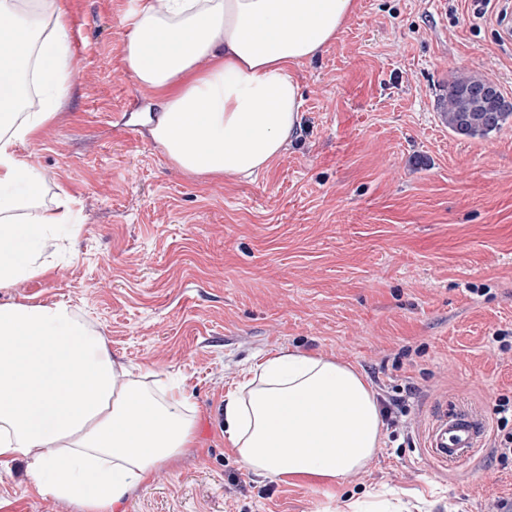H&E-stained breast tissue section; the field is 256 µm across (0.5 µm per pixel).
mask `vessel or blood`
I'll return each instance as SVG.
<instances>
[{
	"label": "vessel or blood",
	"mask_w": 512,
	"mask_h": 512,
	"mask_svg": "<svg viewBox=\"0 0 512 512\" xmlns=\"http://www.w3.org/2000/svg\"><path fill=\"white\" fill-rule=\"evenodd\" d=\"M487 421L477 410L449 407L436 416L427 446L442 461L460 462L483 444Z\"/></svg>",
	"instance_id": "1"
}]
</instances>
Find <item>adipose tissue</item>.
Listing matches in <instances>:
<instances>
[{"label": "adipose tissue", "mask_w": 512, "mask_h": 512, "mask_svg": "<svg viewBox=\"0 0 512 512\" xmlns=\"http://www.w3.org/2000/svg\"><path fill=\"white\" fill-rule=\"evenodd\" d=\"M356 0H136L123 56L159 93L150 128L192 177L267 170L300 127L292 69L336 41ZM74 77L66 0H0V289L49 270L74 237L68 196L20 151L51 121ZM376 396L356 368L280 351L245 370L224 432L249 469L332 482L383 443ZM195 441L184 388L147 387L62 301L0 303V463L24 462L38 494L114 512Z\"/></svg>", "instance_id": "1"}]
</instances>
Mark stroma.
Wrapping results in <instances>:
<instances>
[{
  "label": "stroma",
  "mask_w": 512,
  "mask_h": 512,
  "mask_svg": "<svg viewBox=\"0 0 512 512\" xmlns=\"http://www.w3.org/2000/svg\"><path fill=\"white\" fill-rule=\"evenodd\" d=\"M340 37L296 69L301 125L252 177L191 178L149 134L154 91L123 62L132 0H68L75 78L25 146L45 198L69 195L79 231L47 274L0 300L66 301L114 358L182 382L196 447L116 512H343L338 490L384 492L408 512H481L512 497V461L482 446L449 466L425 446L445 404L512 399V119L455 135L439 100L457 75L512 99L499 0H357ZM353 365L408 395L411 439L341 486L252 471L224 434V398L261 356ZM415 394H408V387ZM0 512H78L0 464Z\"/></svg>",
  "instance_id": "stroma-1"
}]
</instances>
